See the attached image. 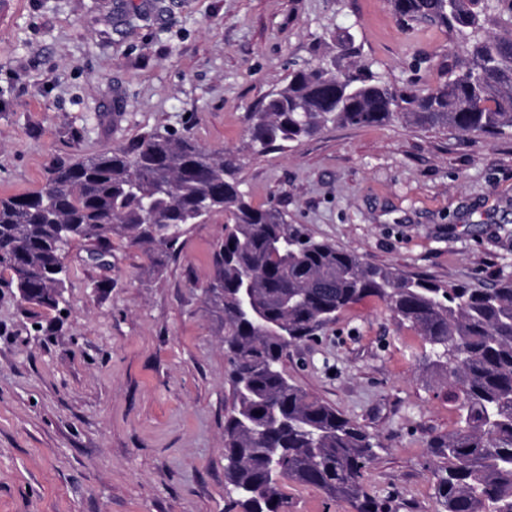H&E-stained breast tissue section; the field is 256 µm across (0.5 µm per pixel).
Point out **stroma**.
Listing matches in <instances>:
<instances>
[{
    "mask_svg": "<svg viewBox=\"0 0 512 512\" xmlns=\"http://www.w3.org/2000/svg\"><path fill=\"white\" fill-rule=\"evenodd\" d=\"M339 27L396 82L441 81L457 49L401 26L389 0H0V197L165 128L234 150L253 204L367 263L481 288L512 277L511 134L345 125L250 153L249 112L334 51ZM223 226H190L157 273L127 243L103 264L73 244L61 313L0 288V512H242L224 487V318L204 295ZM428 352L366 298L284 361L378 442L364 486L385 512H442L429 442L458 412ZM283 492L288 512H354Z\"/></svg>",
    "mask_w": 512,
    "mask_h": 512,
    "instance_id": "35a3bbf8",
    "label": "stroma"
}]
</instances>
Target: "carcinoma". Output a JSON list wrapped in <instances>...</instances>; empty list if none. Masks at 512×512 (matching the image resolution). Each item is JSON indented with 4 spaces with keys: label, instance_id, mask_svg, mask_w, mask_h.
<instances>
[{
    "label": "carcinoma",
    "instance_id": "carcinoma-1",
    "mask_svg": "<svg viewBox=\"0 0 512 512\" xmlns=\"http://www.w3.org/2000/svg\"><path fill=\"white\" fill-rule=\"evenodd\" d=\"M412 27L461 43L448 78L421 88L354 63L352 34L336 51L292 70L251 113L248 148L262 156L330 125L407 121L474 140L512 133V0H390ZM241 165L189 134L154 130L128 148L52 164L39 190L0 198V274L32 305L57 310L67 268L56 246L82 242L103 261L112 239L149 256L158 272L190 224L224 215L216 274L206 288L224 315L232 404L224 417V482L242 512H286L285 481L313 486L355 512H381L363 487L375 457L357 421L288 379V351L365 297L429 344L428 367L455 388L457 427L435 437L443 512H512V279L472 288L405 276L308 236L274 204L255 206Z\"/></svg>",
    "mask_w": 512,
    "mask_h": 512
}]
</instances>
